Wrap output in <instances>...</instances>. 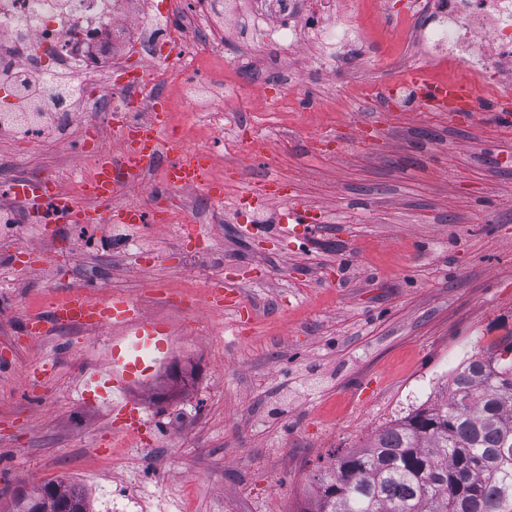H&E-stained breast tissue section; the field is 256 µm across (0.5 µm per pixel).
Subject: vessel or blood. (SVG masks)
<instances>
[{"mask_svg": "<svg viewBox=\"0 0 512 512\" xmlns=\"http://www.w3.org/2000/svg\"><path fill=\"white\" fill-rule=\"evenodd\" d=\"M412 86L423 102H432L448 112L469 109L476 96L473 88L461 83L436 82L423 71H415ZM113 129L121 136V149L102 152L97 159L98 172L85 188V198L94 200V207L77 206L73 198L50 175L36 181L15 184V199L38 205L50 203L62 217L85 224H141L144 211L133 205L99 213L98 202L117 196L124 185L142 177L164 152H174L169 165L167 187L171 190L201 188L214 197H222L224 186L210 181L207 175L209 157L201 151L179 148L168 137L167 113L162 101H155L149 120L141 122L129 114H117ZM205 301L214 310L234 307L238 297L233 290L215 282L207 289ZM76 324L85 328H108L112 331V359L103 368L89 372L82 381L85 391L95 392L109 404L112 427L120 432H140L148 427L138 403L126 399L127 389L153 370L171 334L164 324L148 318L132 300L109 292L80 290L70 300L54 304L48 315L32 316L21 326L22 335L35 338L46 335L51 328Z\"/></svg>", "mask_w": 512, "mask_h": 512, "instance_id": "1", "label": "vessel or blood"}]
</instances>
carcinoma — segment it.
Here are the masks:
<instances>
[{
	"mask_svg": "<svg viewBox=\"0 0 512 512\" xmlns=\"http://www.w3.org/2000/svg\"><path fill=\"white\" fill-rule=\"evenodd\" d=\"M315 480L314 506L300 512H512V331L463 361L442 397L332 455ZM44 488L15 512L38 499L42 512H88L78 489Z\"/></svg>",
	"mask_w": 512,
	"mask_h": 512,
	"instance_id": "1",
	"label": "carcinoma"
}]
</instances>
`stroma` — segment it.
<instances>
[{"label":"stroma","instance_id":"stroma-1","mask_svg":"<svg viewBox=\"0 0 512 512\" xmlns=\"http://www.w3.org/2000/svg\"><path fill=\"white\" fill-rule=\"evenodd\" d=\"M370 38L353 74L308 75L320 107L271 112L294 91L245 77L214 132L172 73L163 93L187 147L209 149L223 198L181 193L190 240L164 222L102 224L110 248L82 244L78 224H36L13 180L51 172L73 190L86 170L84 120L65 141L35 138L23 156L0 134V512L48 482L76 487L89 512L115 489L142 512H301L331 452L361 447L435 400L466 358L512 330V130L497 101L481 112L357 106L395 76L369 0H345ZM266 144L248 155L253 138ZM277 178L260 233L233 203ZM324 217L285 225L295 203ZM142 236L145 262L125 243ZM223 281L241 305L214 311L159 302L158 289L202 294ZM137 301L172 330L163 359L127 396L151 422L116 434L106 406L83 397L86 372L107 364L112 333L58 328L31 339L23 320L83 286ZM48 364L40 382L30 367Z\"/></svg>","mask_w":512,"mask_h":512}]
</instances>
